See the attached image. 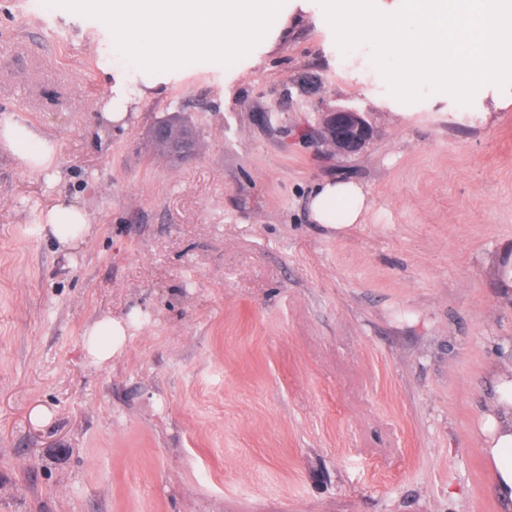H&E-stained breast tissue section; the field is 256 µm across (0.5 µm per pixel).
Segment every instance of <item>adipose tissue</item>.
Returning a JSON list of instances; mask_svg holds the SVG:
<instances>
[{"instance_id":"1","label":"adipose tissue","mask_w":512,"mask_h":512,"mask_svg":"<svg viewBox=\"0 0 512 512\" xmlns=\"http://www.w3.org/2000/svg\"><path fill=\"white\" fill-rule=\"evenodd\" d=\"M0 146L9 150L25 168L44 173L54 163L55 143L39 136L13 116L0 117ZM367 196L352 180L325 183L308 200L314 223L342 231L361 222ZM43 222L62 243L71 244L89 231L86 213L73 203L57 199L43 211ZM129 334L124 319L109 317L92 323L85 331L87 357L103 365L123 349ZM495 397L479 427L483 452L490 464L492 489L498 500L512 512V365L494 370Z\"/></svg>"}]
</instances>
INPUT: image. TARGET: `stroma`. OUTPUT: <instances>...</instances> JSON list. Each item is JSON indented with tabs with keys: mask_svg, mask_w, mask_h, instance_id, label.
Returning <instances> with one entry per match:
<instances>
[{
	"mask_svg": "<svg viewBox=\"0 0 512 512\" xmlns=\"http://www.w3.org/2000/svg\"><path fill=\"white\" fill-rule=\"evenodd\" d=\"M0 0V116L58 146V184L0 148V512H503L477 437L512 362V86L404 104L317 0L236 63L154 73L100 20ZM121 84L127 126L100 129ZM361 112L357 155L322 113ZM198 135L173 165L147 136ZM360 183L339 233L313 189ZM91 233L44 228L56 194ZM135 315L103 365L89 324ZM372 135L368 122L352 109L325 112L321 118L319 138L336 155H351L361 151ZM367 196L352 180L325 183L308 200L310 219L316 224L342 231L360 224L367 209Z\"/></svg>",
	"mask_w": 512,
	"mask_h": 512,
	"instance_id": "stroma-1",
	"label": "stroma"
}]
</instances>
